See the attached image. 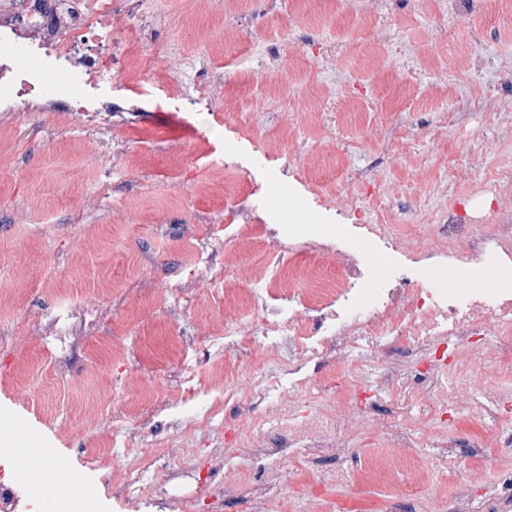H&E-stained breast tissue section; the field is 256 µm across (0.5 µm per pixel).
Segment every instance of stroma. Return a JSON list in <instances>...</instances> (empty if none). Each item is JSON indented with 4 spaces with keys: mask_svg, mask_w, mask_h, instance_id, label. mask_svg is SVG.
Returning a JSON list of instances; mask_svg holds the SVG:
<instances>
[{
    "mask_svg": "<svg viewBox=\"0 0 512 512\" xmlns=\"http://www.w3.org/2000/svg\"><path fill=\"white\" fill-rule=\"evenodd\" d=\"M154 2L167 25L144 50L153 68L166 67L174 50L239 66L210 101L145 79L143 112L111 132L127 144L123 159L68 112H23L0 127V417H25L41 432L55 462L81 476L96 512H126L112 497L111 472L127 456L112 446L113 406L140 426L147 481L159 496L169 445L192 443L197 415L223 398L217 433L239 483L225 491L222 512H249L245 488L268 463L238 441L239 379L275 378L276 390L293 391L302 422L326 397L360 405L385 362L435 361L445 344L381 337L340 365L292 360L269 344L250 360L220 358L216 343L225 316L238 310L248 256L268 245L225 236L226 201L244 188L272 212L304 209L312 223L297 225L298 236L360 247L374 288L410 262L395 241L365 236L363 225L418 234L427 250L421 228L455 215L486 224L496 208L512 210V0H471L460 12L448 0H283L274 14L266 0ZM324 42L336 45L330 71L318 58ZM333 198L336 208L325 209ZM200 211L211 223H193ZM204 247L232 270L197 288ZM413 267L435 280L447 276L448 257ZM179 286L189 300L173 322L165 311ZM187 335L208 342L186 356ZM156 397L178 400L185 429L152 416ZM435 423L461 445L456 465L429 473L439 493L413 496L406 473L390 487L336 484L334 472L351 471L379 446L357 434L333 461L291 455L277 512H303L315 493L326 512H448L486 427L456 428L441 414ZM507 470L512 444L486 465L476 512H512V499L495 495Z\"/></svg>",
    "mask_w": 512,
    "mask_h": 512,
    "instance_id": "35a3bbf8",
    "label": "stroma"
}]
</instances>
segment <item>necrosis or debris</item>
Segmentation results:
<instances>
[{"label":"necrosis or debris","mask_w":512,"mask_h":512,"mask_svg":"<svg viewBox=\"0 0 512 512\" xmlns=\"http://www.w3.org/2000/svg\"><path fill=\"white\" fill-rule=\"evenodd\" d=\"M154 20L147 0H0V113L71 112L92 131L130 121L141 109L142 79L149 75L162 83L169 75L149 73L141 58ZM116 81L126 89L118 101L112 98ZM277 221L243 197L225 211L224 230L239 238L249 225ZM431 239L448 248L454 287L426 281L409 288L396 277L391 287L371 289L361 301L350 296L349 288L370 281L371 275L353 248H333L313 238L276 240L274 249L254 253L249 260L253 286L241 313L224 323L225 351L250 358L258 341H281L296 360L333 357L341 363L375 336L388 335L406 345L446 338L454 347L449 364L405 370L392 363L382 368L378 386L424 375L438 381L432 396L457 421L492 413L512 383V289L486 287L484 270L512 259V213L498 216L491 228L440 224ZM296 245L332 263L335 281L308 280L300 270L286 267L283 258ZM299 283L304 286L302 309L285 310L288 286ZM220 414V404L208 406L204 427L196 434L197 442L207 447L205 473L177 462L169 467L172 492L159 501L163 512H187L184 490L201 478L213 479L217 494L236 479L223 443L212 435ZM365 425L384 440L386 451L367 457L354 479L388 485L396 473L407 470L415 486H424L412 429L390 421L373 402L357 411H331L329 421L304 422L277 441L254 437L249 446L255 457L272 461L287 448L332 457L346 450L338 427L355 432Z\"/></svg>","instance_id":"obj_1"}]
</instances>
